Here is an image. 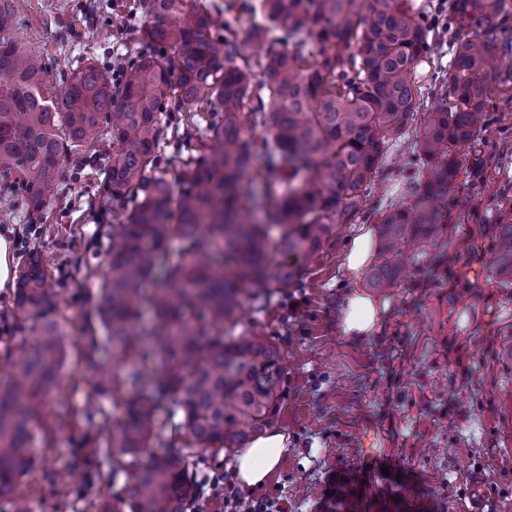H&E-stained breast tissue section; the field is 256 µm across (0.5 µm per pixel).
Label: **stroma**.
<instances>
[{"label":"stroma","instance_id":"35a3bbf8","mask_svg":"<svg viewBox=\"0 0 512 512\" xmlns=\"http://www.w3.org/2000/svg\"><path fill=\"white\" fill-rule=\"evenodd\" d=\"M134 0H26L15 36L26 38L54 80L75 60L97 58L104 68L130 57L125 37ZM416 74V105H433L434 79L447 68L451 46L435 22ZM492 78L495 106L471 147L459 152L458 191L469 200L448 237L420 252L396 288H370L368 276L350 280L345 256L353 225L336 232L304 266L299 287L276 291L244 307L239 336H258L281 352L286 381L273 427L288 449L262 486L235 484V452L197 453L196 481L225 475L242 499H284L288 512H465L472 476H481L488 512H512V287L491 272L495 203L512 195V54ZM414 135L389 143L364 223L378 224L390 208L408 204L416 165ZM103 175L70 157L54 199L30 220L20 198L0 190V238L11 243L20 268L30 247L43 250L60 279V307L71 323L67 353L90 338L84 315L96 303L105 266V234L112 207ZM384 304L376 331L343 336L340 313L351 290ZM12 288L0 286V390L9 380L15 345L32 339L9 313ZM86 379H61L47 423L59 406L83 412L97 372L116 370L119 358L101 353ZM16 496L31 512H96L92 500L61 503L52 484L22 482ZM206 512H227L223 494L204 486Z\"/></svg>","mask_w":512,"mask_h":512}]
</instances>
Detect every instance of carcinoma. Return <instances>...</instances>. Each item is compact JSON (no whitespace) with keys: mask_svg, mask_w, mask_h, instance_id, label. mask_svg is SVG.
<instances>
[{"mask_svg":"<svg viewBox=\"0 0 512 512\" xmlns=\"http://www.w3.org/2000/svg\"><path fill=\"white\" fill-rule=\"evenodd\" d=\"M25 0H0V179L24 192L39 217L58 190L62 163L112 135L102 164L116 224L94 315L108 349L129 360L135 396L121 407L117 436L103 430L92 447L72 451L62 468L93 465L103 480L115 461L149 447L178 395L191 452L130 463L122 503L128 512H202L190 473L193 451L242 447L274 421L285 380L279 350L260 339L224 340L239 324L244 299L293 288L300 259L354 224L388 143L415 119V74L431 29L409 0H137L135 56L109 77L82 57L64 86L51 82L41 56L13 36ZM504 0H448L450 24L492 23ZM265 46L263 79L254 81L238 27ZM500 67L487 41L469 36L452 49L434 106L416 132L423 174L408 207L379 222L383 262L373 288H392L410 253L434 243L457 203V154L486 126L487 79ZM210 107L205 125L186 112ZM263 128L257 143L253 133ZM184 142L183 188L173 196L161 166L164 147ZM267 176L244 181L257 148ZM288 184L271 203L267 179ZM275 208L265 224L258 214ZM492 272L512 284V196L498 197ZM183 244L181 259L169 241ZM58 293L41 254L30 251L12 293V317L34 336L11 363L0 391V497L36 470L32 424L60 388L65 360Z\"/></svg>","mask_w":512,"mask_h":512,"instance_id":"1","label":"carcinoma"}]
</instances>
